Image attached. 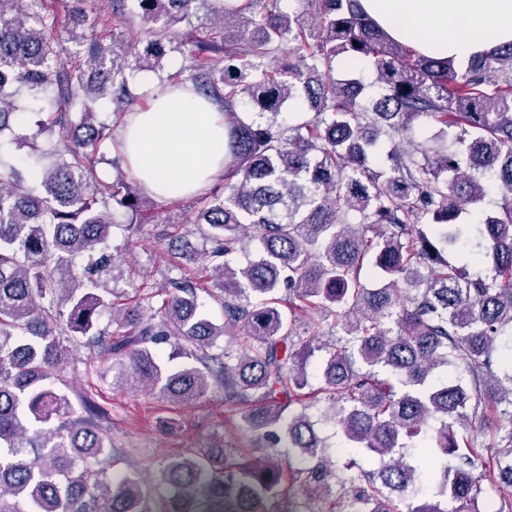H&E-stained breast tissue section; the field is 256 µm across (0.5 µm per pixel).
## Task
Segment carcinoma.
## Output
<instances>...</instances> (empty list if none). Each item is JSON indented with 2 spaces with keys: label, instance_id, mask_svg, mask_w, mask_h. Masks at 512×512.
Instances as JSON below:
<instances>
[{
  "label": "carcinoma",
  "instance_id": "carcinoma-1",
  "mask_svg": "<svg viewBox=\"0 0 512 512\" xmlns=\"http://www.w3.org/2000/svg\"><path fill=\"white\" fill-rule=\"evenodd\" d=\"M49 2L0 0V134L24 98L55 109L26 140L0 141V512H481L487 489L512 512V42L459 65L392 40L360 0H301L312 26L280 0H137L144 47L130 61L107 41L126 0L107 17L87 0L59 17ZM201 4L206 36L169 79L215 103L228 130L224 192L194 220L208 246L180 253L205 278L123 306L110 239L116 212L136 215L141 197L123 178L97 180L112 126L94 105L131 111L129 76L160 67L172 28ZM338 58L367 64L374 83L335 75ZM294 100L308 111L285 127ZM492 193L500 201L478 208ZM479 264L490 272H471ZM367 268L380 287H365ZM206 288L220 325L198 302ZM318 314L339 329L329 345L301 332ZM237 330L243 342L217 347ZM66 339L174 405L224 387L271 452L214 439L152 485L115 468L106 412L54 387ZM166 343L187 362L165 363ZM495 414L507 430L473 445ZM343 448L354 456L339 468Z\"/></svg>",
  "mask_w": 512,
  "mask_h": 512
}]
</instances>
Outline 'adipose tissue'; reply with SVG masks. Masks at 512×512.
Returning a JSON list of instances; mask_svg holds the SVG:
<instances>
[{
	"instance_id": "ef3b65f1",
	"label": "adipose tissue",
	"mask_w": 512,
	"mask_h": 512,
	"mask_svg": "<svg viewBox=\"0 0 512 512\" xmlns=\"http://www.w3.org/2000/svg\"><path fill=\"white\" fill-rule=\"evenodd\" d=\"M395 41L417 52L466 63L512 41V0H360ZM224 117L184 87L153 94L129 113L120 149L150 194L193 195L224 172Z\"/></svg>"
}]
</instances>
